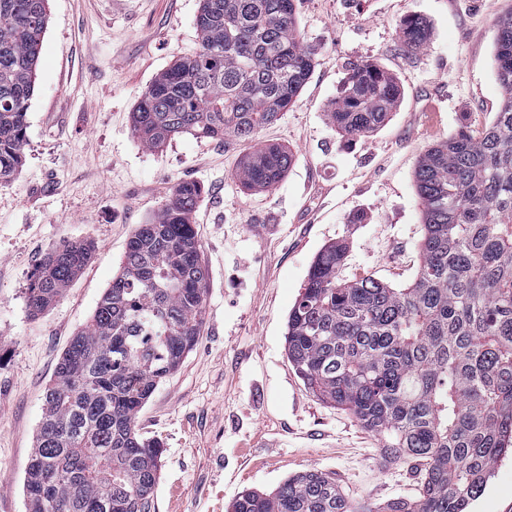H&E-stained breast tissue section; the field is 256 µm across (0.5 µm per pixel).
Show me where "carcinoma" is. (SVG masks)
<instances>
[{
    "label": "carcinoma",
    "instance_id": "obj_1",
    "mask_svg": "<svg viewBox=\"0 0 512 512\" xmlns=\"http://www.w3.org/2000/svg\"><path fill=\"white\" fill-rule=\"evenodd\" d=\"M47 0H0V187L21 171ZM502 104L473 134L460 130L420 158L424 236L414 281L394 288L343 278L347 247L316 257L287 320L288 360L320 400L387 438L384 454L420 463L418 497L387 512H468L495 466L512 455V10L496 21ZM198 47L145 91L133 132L150 149L184 134L247 141L295 101L314 50L294 0H202ZM428 26L399 30L410 53ZM398 84L372 63L352 67L330 112L344 136L375 131L396 108ZM293 155L267 146L236 174L268 191ZM202 187L180 182L131 236L112 283L58 363L25 471L27 512H156L161 443L138 414L193 348L208 271L193 224ZM88 240L45 253L27 309L56 303L87 263ZM231 512H354L317 470L271 493L243 491Z\"/></svg>",
    "mask_w": 512,
    "mask_h": 512
}]
</instances>
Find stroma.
<instances>
[{"mask_svg": "<svg viewBox=\"0 0 512 512\" xmlns=\"http://www.w3.org/2000/svg\"><path fill=\"white\" fill-rule=\"evenodd\" d=\"M200 0H48L28 110L23 169L0 188V512H26L24 477L58 362L85 327L139 225L179 181L203 188L193 222L209 271L193 349L141 410L163 445L158 512H228L238 493L272 491L295 473L333 478L354 507L419 492L417 463L387 461L383 435L323 403L288 360L286 324L326 246H347L343 275L406 287L424 235L420 157L460 128L488 125L501 101L496 20L512 0H295L315 51L296 101L250 142L189 134L162 150L133 133V112L163 71L197 49ZM423 18L410 53L399 29ZM393 77L400 102L372 133L341 137L330 119L352 64ZM265 146L293 165L266 192L235 173ZM88 239L92 255L39 316L26 307L41 257ZM470 512H512V458ZM429 36L428 26L416 16L407 18L399 30L401 42L410 53L422 50L426 46Z\"/></svg>", "mask_w": 512, "mask_h": 512, "instance_id": "35a3bbf8", "label": "stroma"}]
</instances>
